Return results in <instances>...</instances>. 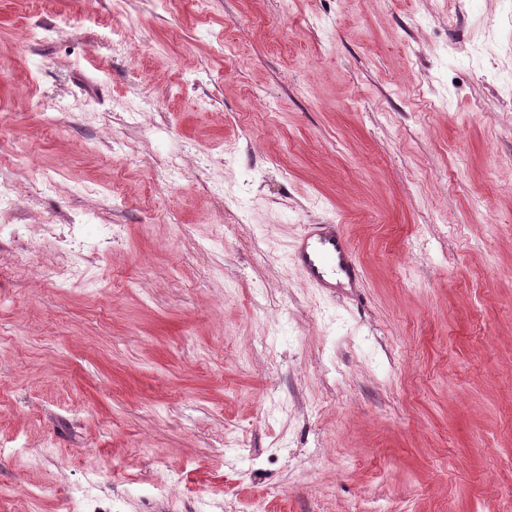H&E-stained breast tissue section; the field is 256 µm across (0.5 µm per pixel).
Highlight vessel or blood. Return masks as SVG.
I'll return each instance as SVG.
<instances>
[{
    "label": "vessel or blood",
    "instance_id": "vessel-or-blood-1",
    "mask_svg": "<svg viewBox=\"0 0 512 512\" xmlns=\"http://www.w3.org/2000/svg\"><path fill=\"white\" fill-rule=\"evenodd\" d=\"M292 261L301 274L319 288L356 286L360 266L337 224H316L298 240Z\"/></svg>",
    "mask_w": 512,
    "mask_h": 512
}]
</instances>
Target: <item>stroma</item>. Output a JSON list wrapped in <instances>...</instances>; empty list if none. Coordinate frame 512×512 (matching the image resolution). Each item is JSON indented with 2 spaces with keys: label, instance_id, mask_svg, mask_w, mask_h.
<instances>
[{
  "label": "stroma",
  "instance_id": "obj_1",
  "mask_svg": "<svg viewBox=\"0 0 512 512\" xmlns=\"http://www.w3.org/2000/svg\"><path fill=\"white\" fill-rule=\"evenodd\" d=\"M0 177V512H512V0H0ZM312 226L298 240L293 263L317 288H355L361 276L360 265L341 225Z\"/></svg>",
  "mask_w": 512,
  "mask_h": 512
}]
</instances>
